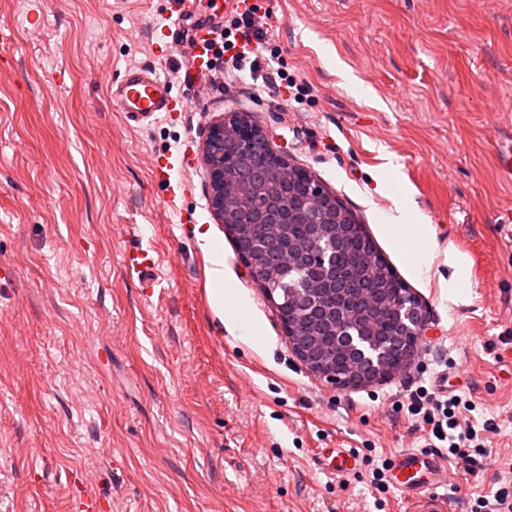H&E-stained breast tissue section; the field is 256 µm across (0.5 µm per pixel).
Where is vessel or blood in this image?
I'll use <instances>...</instances> for the list:
<instances>
[{
	"label": "vessel or blood",
	"instance_id": "b4317fda",
	"mask_svg": "<svg viewBox=\"0 0 512 512\" xmlns=\"http://www.w3.org/2000/svg\"><path fill=\"white\" fill-rule=\"evenodd\" d=\"M193 66L204 69V50L212 37L207 26L193 25ZM120 110L136 122H151L183 111L185 103L172 97L168 77L156 70L142 67L129 68L123 82L110 89ZM126 276L134 281L143 297L158 292L161 284V261L157 251L148 245L136 244L121 256ZM390 481L404 501H411L423 493H435L448 483V472L432 456L412 450L398 454L390 468Z\"/></svg>",
	"mask_w": 512,
	"mask_h": 512
}]
</instances>
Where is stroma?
I'll return each mask as SVG.
<instances>
[{"mask_svg": "<svg viewBox=\"0 0 512 512\" xmlns=\"http://www.w3.org/2000/svg\"><path fill=\"white\" fill-rule=\"evenodd\" d=\"M169 8L0 0V512H81L86 488L110 512H424L371 473L426 452L408 384L441 374L497 425L481 469L443 462V497L470 512L512 469V182L495 162L512 142V0H269L275 66L312 88L297 110L273 88L184 80L187 49L155 45ZM132 66L163 67L184 111L127 119L109 89ZM234 112L344 202L418 297L430 331L407 372L338 389L293 353L209 205L200 148ZM164 161L178 195L154 176ZM398 199L425 227V271L394 246ZM139 241L163 259L149 299L121 267ZM216 250L236 328L213 297ZM333 447L360 467L327 476Z\"/></svg>", "mask_w": 512, "mask_h": 512, "instance_id": "35a3bbf8", "label": "stroma"}]
</instances>
